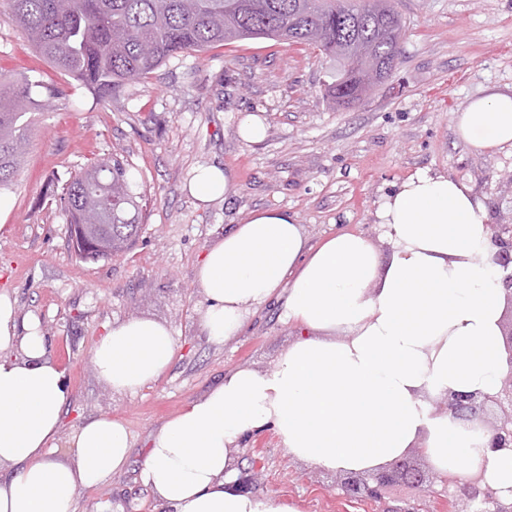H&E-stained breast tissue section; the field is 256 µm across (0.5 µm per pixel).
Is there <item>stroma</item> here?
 Here are the masks:
<instances>
[{
    "label": "stroma",
    "mask_w": 512,
    "mask_h": 512,
    "mask_svg": "<svg viewBox=\"0 0 512 512\" xmlns=\"http://www.w3.org/2000/svg\"><path fill=\"white\" fill-rule=\"evenodd\" d=\"M405 22L391 76L340 110L325 84L329 59L307 45L273 40L215 44L170 58L150 77L99 97L40 56L0 0V75L59 88L30 118V145L15 184L0 192V294L17 318H36L69 399L62 434L109 416L132 435L127 465L73 512H161L140 478L147 445L163 424L240 367L268 368L303 330L279 300L253 311L239 336L210 342L196 268L208 247L257 210L276 208L303 225L311 244L351 232L389 247L377 222L382 197L420 170L468 184L488 221L512 225V147L472 152L452 113L487 89L512 88V0H396ZM267 134L243 140V118ZM117 157L144 192L141 230L120 257L80 261L68 246L62 186L97 160ZM218 165L224 199L202 204L186 185L195 168ZM166 323L176 351L168 369L133 394H117L94 369L96 342L116 323ZM246 492L277 497L296 512H385L411 504L448 512L440 482L390 484L380 500L347 497L341 473L300 462L276 434L246 436L234 451Z\"/></svg>",
    "instance_id": "stroma-1"
}]
</instances>
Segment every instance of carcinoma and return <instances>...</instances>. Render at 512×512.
Segmentation results:
<instances>
[{
	"label": "carcinoma",
	"instance_id": "obj_1",
	"mask_svg": "<svg viewBox=\"0 0 512 512\" xmlns=\"http://www.w3.org/2000/svg\"><path fill=\"white\" fill-rule=\"evenodd\" d=\"M12 16L38 53L99 95L143 80L180 54L214 43L271 39L311 45L336 61L328 93L336 107L360 100L366 60L393 67L404 25L395 4L373 0H9ZM27 77L0 80V189L14 185L29 141L21 118L60 95ZM69 242L84 261L99 260L96 239L83 229L99 224L116 252L132 247L141 206L119 159L102 161L63 187Z\"/></svg>",
	"mask_w": 512,
	"mask_h": 512
}]
</instances>
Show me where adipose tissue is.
Here are the masks:
<instances>
[{
  "label": "adipose tissue",
  "instance_id": "ef3b65f1",
  "mask_svg": "<svg viewBox=\"0 0 512 512\" xmlns=\"http://www.w3.org/2000/svg\"><path fill=\"white\" fill-rule=\"evenodd\" d=\"M476 153L512 146V90L490 88L451 115ZM376 217L390 246L340 232L312 247L287 212H253L210 246L196 271L200 326L216 344L238 336L252 309L283 300L304 333L272 369H235L153 436L141 477L172 512H296L287 502L225 490L232 450L273 430L289 455L340 473H366L420 448L438 474H482L512 488V451L487 450L481 426L433 414L448 393L492 394L508 367L501 348L505 293L481 200L428 170L404 180ZM175 338L155 319L112 326L96 344L99 379L133 393L171 364ZM69 389L33 322L17 325L0 296V512H73L79 490L109 480L132 446L127 427L98 417L51 451Z\"/></svg>",
  "mask_w": 512,
  "mask_h": 512
}]
</instances>
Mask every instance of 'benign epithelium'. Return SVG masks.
<instances>
[{
    "instance_id": "obj_1",
    "label": "benign epithelium",
    "mask_w": 512,
    "mask_h": 512,
    "mask_svg": "<svg viewBox=\"0 0 512 512\" xmlns=\"http://www.w3.org/2000/svg\"><path fill=\"white\" fill-rule=\"evenodd\" d=\"M382 81L381 69L378 67L366 68L360 75L361 86L366 94ZM491 241L498 248L493 260L499 266L500 283L512 302V225H499ZM503 353L509 372L496 393H454L434 403L433 407L436 414H448L456 420L480 424L483 423L487 408H497L499 416L487 428V448L492 452L512 448V337L504 344ZM404 468L405 460L397 459L375 471L369 480L349 473L341 481V490L345 495L363 494L376 499L382 495V490L387 485L403 474ZM439 480L448 486V502L453 505L458 500L464 502L465 508L460 512H512V489L509 490V495L502 496L483 484L480 473L466 478L441 476Z\"/></svg>"
}]
</instances>
